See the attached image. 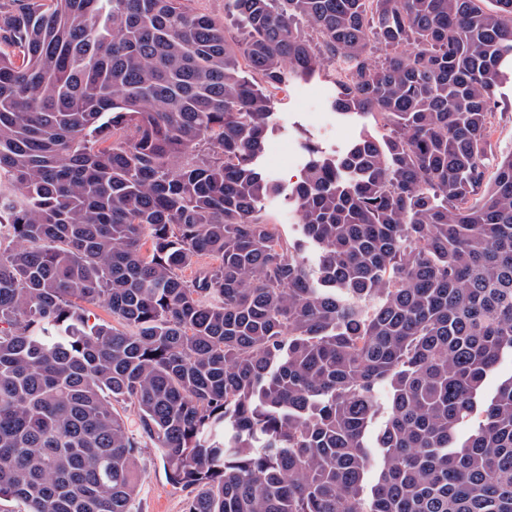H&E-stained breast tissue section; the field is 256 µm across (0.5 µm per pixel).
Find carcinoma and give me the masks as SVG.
I'll return each mask as SVG.
<instances>
[{
  "label": "carcinoma",
  "instance_id": "cac0c4a2",
  "mask_svg": "<svg viewBox=\"0 0 512 512\" xmlns=\"http://www.w3.org/2000/svg\"><path fill=\"white\" fill-rule=\"evenodd\" d=\"M479 2L226 0L231 41L185 0H0V502L133 512L149 444L185 512H512V0ZM328 64L387 133L286 185L276 94ZM490 138L494 152L512 149V84H504L496 96V108L491 119ZM264 213L269 224H278L277 227L284 238L292 241L296 237L295 218L288 212V204L283 199L268 200Z\"/></svg>",
  "mask_w": 512,
  "mask_h": 512
}]
</instances>
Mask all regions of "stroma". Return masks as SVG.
Masks as SVG:
<instances>
[{"label": "stroma", "instance_id": "stroma-1", "mask_svg": "<svg viewBox=\"0 0 512 512\" xmlns=\"http://www.w3.org/2000/svg\"><path fill=\"white\" fill-rule=\"evenodd\" d=\"M335 94L336 75L332 67L326 66L312 78L291 84L277 95L276 126L260 159L263 168L283 183H293L302 175L303 144L338 152L362 134H385L382 121L375 115L338 119L331 110ZM185 499V490L169 483L161 458L152 448H143L135 512H184Z\"/></svg>", "mask_w": 512, "mask_h": 512}]
</instances>
